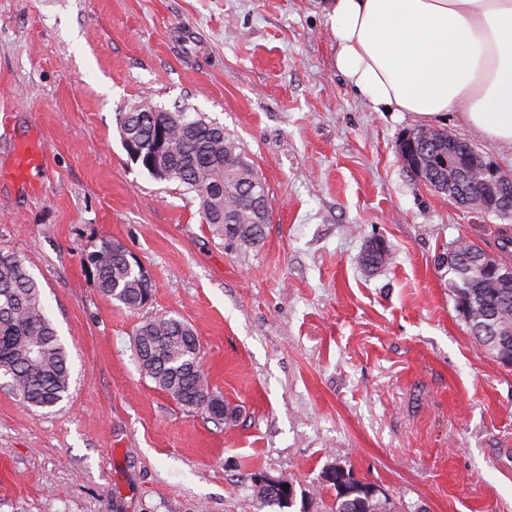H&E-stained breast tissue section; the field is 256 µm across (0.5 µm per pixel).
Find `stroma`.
Listing matches in <instances>:
<instances>
[{
	"mask_svg": "<svg viewBox=\"0 0 512 512\" xmlns=\"http://www.w3.org/2000/svg\"><path fill=\"white\" fill-rule=\"evenodd\" d=\"M319 0H0V252L38 281L67 354V398L0 386V512H330L336 465L396 512H512V367L478 345L448 251L493 252L512 220L463 208L399 156L416 125L376 112L335 66ZM183 100L224 124L272 205L229 246L193 193L125 152L116 117ZM45 154L32 185L15 153ZM121 242L152 298L107 299L84 263ZM386 263L364 262L371 241ZM201 344L224 422L139 370V326Z\"/></svg>",
	"mask_w": 512,
	"mask_h": 512,
	"instance_id": "obj_1",
	"label": "stroma"
}]
</instances>
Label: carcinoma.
I'll use <instances>...</instances> for the list:
<instances>
[{
    "mask_svg": "<svg viewBox=\"0 0 512 512\" xmlns=\"http://www.w3.org/2000/svg\"><path fill=\"white\" fill-rule=\"evenodd\" d=\"M141 107L140 112L118 113L119 125L130 126L146 145L151 144L156 127L165 126L167 181L196 194L202 211L209 212L206 223L219 235L242 246L257 244L269 222L271 201L236 140L203 112H155L150 102ZM428 133L430 142L415 158L419 181L454 198L469 183L448 185V130L431 128ZM485 212L511 218L512 186L503 188ZM452 253L458 260L448 265V282L456 303L469 308L465 320L470 332L500 363L512 365V278L488 275L487 252L474 244L462 242ZM124 254L123 246L105 240L86 255L84 263L93 270L103 296L137 308L149 300L153 285ZM135 348L140 371L157 388L185 407L202 409L218 421L226 418L223 396L211 390L200 363L198 339L186 322L164 316L143 323L136 331ZM0 377L34 408L54 407L69 391L67 353L39 285L22 259L1 252ZM323 479L336 492L334 512H395L388 497H371V485L344 467L325 471Z\"/></svg>",
    "mask_w": 512,
    "mask_h": 512,
    "instance_id": "1",
    "label": "carcinoma"
}]
</instances>
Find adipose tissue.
I'll return each mask as SVG.
<instances>
[{"label":"adipose tissue","mask_w":512,"mask_h":512,"mask_svg":"<svg viewBox=\"0 0 512 512\" xmlns=\"http://www.w3.org/2000/svg\"><path fill=\"white\" fill-rule=\"evenodd\" d=\"M336 69L377 112L512 150V0H331Z\"/></svg>","instance_id":"ef3b65f1"}]
</instances>
